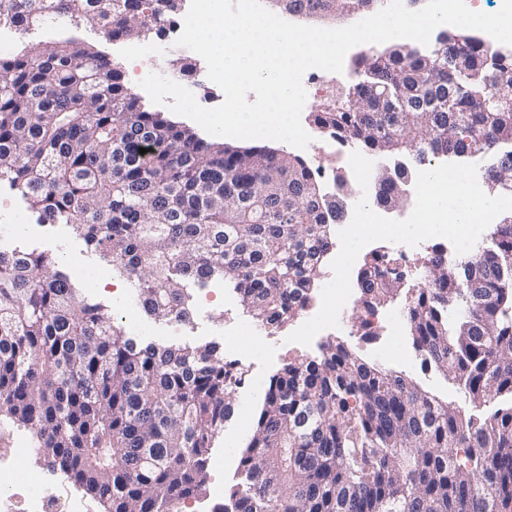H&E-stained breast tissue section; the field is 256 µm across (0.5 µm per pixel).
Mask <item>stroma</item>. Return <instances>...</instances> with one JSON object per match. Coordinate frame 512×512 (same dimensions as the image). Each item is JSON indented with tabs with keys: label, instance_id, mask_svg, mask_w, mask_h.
Listing matches in <instances>:
<instances>
[{
	"label": "stroma",
	"instance_id": "1",
	"mask_svg": "<svg viewBox=\"0 0 512 512\" xmlns=\"http://www.w3.org/2000/svg\"><path fill=\"white\" fill-rule=\"evenodd\" d=\"M181 19V14H173L171 24L166 25L162 32L150 34L146 39L147 45L158 51L156 72H171V63L178 58L186 59L192 64L198 61L196 53L175 44V25ZM57 35L62 38L73 36L95 46L116 64L132 92L139 93L141 69L132 66L125 52V40L109 39L100 27L90 24L78 29H62ZM26 211V204L20 196L9 192L0 193V249L9 251L17 247H28L55 253L65 271L77 281L83 280L87 271L104 268L105 263L98 254L87 250H74L73 240L64 226L50 228L37 224L35 218L27 217ZM20 213L27 217L24 227L17 231L11 230V223H14L16 215ZM249 319V314L243 310L232 293L224 289L222 284L212 283L198 290L195 314L190 324L155 320L141 313L138 314L136 322L128 327L133 335L157 343L223 344L233 351L235 359L243 364L249 374L256 377L255 382L244 383L236 396L234 415L212 451L210 478L202 494L192 500L174 503L173 512H210L219 502L213 493L214 488L219 487L226 491L234 484L239 453L253 433L261 385L285 361L284 355L273 352L275 336L266 335L263 328H255L250 336L230 335V328ZM346 341L368 360L402 372L425 389L453 404L465 405L463 393L445 380L441 372L427 366L411 341H404L383 354L376 353L375 341L364 340L359 334L347 336Z\"/></svg>",
	"mask_w": 512,
	"mask_h": 512
}]
</instances>
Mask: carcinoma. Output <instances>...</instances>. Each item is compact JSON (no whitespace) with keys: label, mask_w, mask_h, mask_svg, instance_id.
Returning <instances> with one entry per match:
<instances>
[{"label":"carcinoma","mask_w":512,"mask_h":512,"mask_svg":"<svg viewBox=\"0 0 512 512\" xmlns=\"http://www.w3.org/2000/svg\"><path fill=\"white\" fill-rule=\"evenodd\" d=\"M316 17L383 0H275ZM176 0H0L24 33L77 17L110 39L159 30ZM446 58L394 44L356 65L363 79L311 114L334 134L407 168L379 180L395 202L435 159L497 158L490 192H512V54L444 31ZM147 153H139V149ZM40 224H64L134 285L151 318L190 322L194 289L219 279L278 330L325 274L341 214L306 162L265 145L204 141L142 109L111 61L73 37L0 60V191ZM464 261H428L405 296L414 348L451 376L474 414L336 337L288 357L267 380L229 503L215 512H507L512 507V213ZM369 315L403 272L372 252L359 270ZM246 370L216 343L165 345L127 333L48 251H0V414L36 433L33 453L104 512H169L198 496Z\"/></svg>","instance_id":"obj_1"}]
</instances>
